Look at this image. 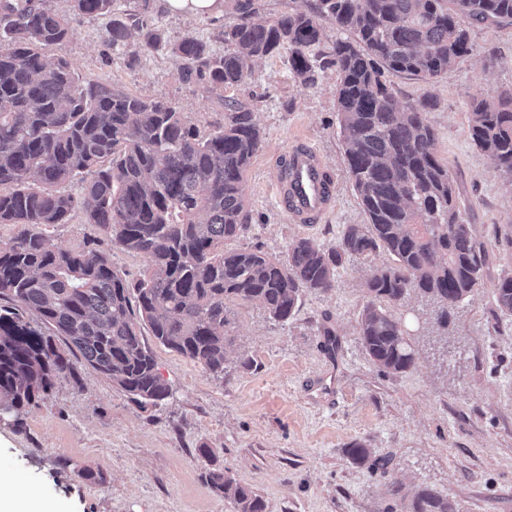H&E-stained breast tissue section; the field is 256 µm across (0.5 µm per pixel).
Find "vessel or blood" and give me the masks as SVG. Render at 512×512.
I'll return each instance as SVG.
<instances>
[{
  "label": "vessel or blood",
  "mask_w": 512,
  "mask_h": 512,
  "mask_svg": "<svg viewBox=\"0 0 512 512\" xmlns=\"http://www.w3.org/2000/svg\"><path fill=\"white\" fill-rule=\"evenodd\" d=\"M281 168L276 193L284 212L299 224L319 221L333 203L334 186L316 151L306 145L296 146L282 156Z\"/></svg>",
  "instance_id": "obj_1"
}]
</instances>
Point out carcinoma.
Wrapping results in <instances>:
<instances>
[{"label": "carcinoma", "mask_w": 512, "mask_h": 512, "mask_svg": "<svg viewBox=\"0 0 512 512\" xmlns=\"http://www.w3.org/2000/svg\"><path fill=\"white\" fill-rule=\"evenodd\" d=\"M71 2L68 18L44 0H0V224L18 226L0 245V413L19 421L40 394L76 377L57 336L131 399L158 407L170 389L143 341V324L160 344L220 378L230 304L257 303L286 322L303 290L329 291L344 262L379 250L392 263L365 281L358 332L381 371L409 370V336L383 304L426 297L446 328L451 311L482 286L484 256L448 166L434 153L426 119L433 101L401 102L390 77L429 81L447 72L471 52L467 23H511L512 0H316L313 12H284L270 23L256 21L258 0H227L235 21L224 27V54L196 36L170 46L183 78L210 92L243 83L251 62L275 54H288L305 86L336 70L339 136L366 222L347 225L329 248L296 239L283 258L224 249L250 224L244 173L264 144L251 106L224 100V124L204 134L164 101L79 83L66 59L43 53L70 37L76 19L114 14L108 39L122 55L167 42L149 20L151 0H141L127 21L116 0ZM321 19L339 34L328 53L316 51ZM469 134L512 182V93L473 98ZM83 174L90 179L79 200L64 184ZM77 208L111 244L145 258L136 281L112 267L99 240L79 251L48 245L43 227L69 223ZM493 294L499 317L511 321L512 272L499 276ZM206 480L237 512H266L262 498L224 469L208 470ZM410 509L453 512L428 488Z\"/></svg>", "instance_id": "obj_1"}]
</instances>
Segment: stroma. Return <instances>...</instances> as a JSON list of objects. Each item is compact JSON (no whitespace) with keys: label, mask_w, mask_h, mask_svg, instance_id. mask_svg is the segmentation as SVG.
<instances>
[{"label":"stroma","mask_w":512,"mask_h":512,"mask_svg":"<svg viewBox=\"0 0 512 512\" xmlns=\"http://www.w3.org/2000/svg\"><path fill=\"white\" fill-rule=\"evenodd\" d=\"M232 20L227 13L198 21L159 2L153 12L169 46L193 35L218 54ZM111 23L108 14L78 19L46 57L65 58L80 82L169 101L205 134L223 123L225 98L250 103L265 140L245 175L249 229L226 248L281 257L297 238L330 247L346 225L364 223L338 136L335 70L306 87L286 55H275L255 62L242 85L212 93L182 78L169 46L133 58L113 51ZM470 41L471 54L436 80L392 79L400 101L434 99L427 115L434 152L485 252V286L452 311L447 331L437 330L433 304L419 295L392 306L412 341L409 371L381 372L358 336L363 283L391 261L380 251L345 263L330 291H303L288 322L258 304H234L223 377L146 336L171 392L160 407H141L83 367L78 380L29 407L22 427L0 414V469L14 476L13 491L46 497L56 512H237L206 482L205 446L266 512H409L423 488L447 497L453 512H512V323L498 317L492 289L512 270L504 241L512 184L469 136L472 98L512 91V25L473 24ZM301 143L317 151L336 184L332 209L316 224L290 222L272 189L280 155ZM45 235L77 251L100 231L79 209ZM355 441L371 448L374 465L352 461ZM84 468L101 481L79 479Z\"/></svg>","instance_id":"1"}]
</instances>
